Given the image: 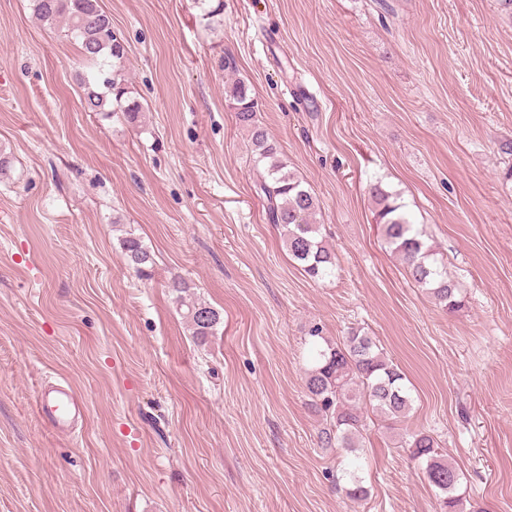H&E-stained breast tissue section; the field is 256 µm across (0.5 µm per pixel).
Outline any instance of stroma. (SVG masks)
Masks as SVG:
<instances>
[{
    "label": "stroma",
    "instance_id": "1",
    "mask_svg": "<svg viewBox=\"0 0 512 512\" xmlns=\"http://www.w3.org/2000/svg\"><path fill=\"white\" fill-rule=\"evenodd\" d=\"M137 121L85 111L89 63L31 0H0V512H438L403 446L430 432L469 503L512 512V19L498 0H100ZM232 54L236 72L219 70ZM319 202L339 262L308 278L257 193L224 87ZM397 193L464 307L440 309L376 222ZM133 232L150 278L125 260ZM223 324L198 342L173 277ZM359 328L409 380L406 418L362 406L324 448L309 333ZM86 404L75 436L34 409ZM359 456L365 499L344 488ZM34 406L42 419L62 435H69L81 416L79 396L69 387L57 385L41 387L35 396Z\"/></svg>",
    "mask_w": 512,
    "mask_h": 512
}]
</instances>
